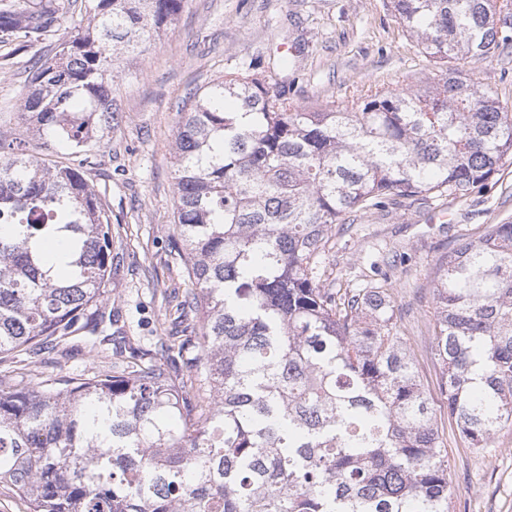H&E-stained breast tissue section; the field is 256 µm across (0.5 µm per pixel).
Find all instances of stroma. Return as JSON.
<instances>
[{"label":"stroma","mask_w":512,"mask_h":512,"mask_svg":"<svg viewBox=\"0 0 512 512\" xmlns=\"http://www.w3.org/2000/svg\"><path fill=\"white\" fill-rule=\"evenodd\" d=\"M286 41L298 48L287 68L281 63ZM26 61L22 54L0 66V113L18 111ZM248 63L266 82L285 86L290 102L317 112L359 95L423 89L447 77L400 25L391 0H184L176 24L147 54L116 57L120 120L94 142L83 168L112 216L115 259L106 295L124 333L92 340L80 333L55 349L27 354L24 362L1 363L5 382L108 373L124 343L148 355L158 351L163 296L185 286L171 242L173 147L185 95L206 91ZM460 66L512 113V43ZM504 222H512V164L463 198L354 213L337 226L326 254V287L362 288L383 279L390 284L394 318L408 338L447 446L448 477L463 490L453 499L454 512H512V426L497 432L490 452L479 454L467 448L449 418L432 344L431 273L462 239Z\"/></svg>","instance_id":"stroma-1"}]
</instances>
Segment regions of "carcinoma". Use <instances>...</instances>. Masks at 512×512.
Wrapping results in <instances>:
<instances>
[{"instance_id": "obj_1", "label": "carcinoma", "mask_w": 512, "mask_h": 512, "mask_svg": "<svg viewBox=\"0 0 512 512\" xmlns=\"http://www.w3.org/2000/svg\"><path fill=\"white\" fill-rule=\"evenodd\" d=\"M183 2L84 0L86 25L29 67L15 118L45 153L0 130V359L117 324L112 219L80 168L118 123L114 58L146 54ZM393 4L443 83L310 112L248 64L185 101L173 233L190 287L161 350L197 353L0 382V485L28 512H452L386 283L335 290L320 267L347 214L461 198L512 159V114L459 68L512 40V0ZM59 19L55 0L0 2V43L27 52ZM60 237L62 272L43 255ZM432 294L448 416L482 453L512 425V223L448 252Z\"/></svg>"}]
</instances>
